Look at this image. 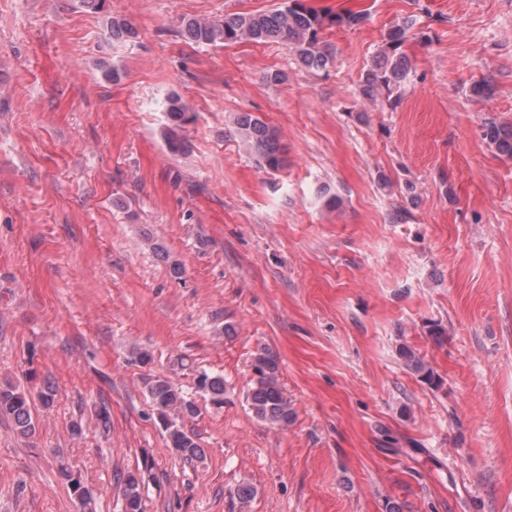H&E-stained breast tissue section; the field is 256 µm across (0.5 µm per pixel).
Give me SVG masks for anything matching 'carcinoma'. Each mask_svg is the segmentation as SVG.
<instances>
[{"label": "carcinoma", "mask_w": 512, "mask_h": 512, "mask_svg": "<svg viewBox=\"0 0 512 512\" xmlns=\"http://www.w3.org/2000/svg\"><path fill=\"white\" fill-rule=\"evenodd\" d=\"M365 20L360 12H320L308 6L304 0H288V5L269 13L237 15L224 20H190L183 24L186 38L198 45L232 44L241 40L255 42L274 41L292 47L299 63L313 70L324 69L333 60V49L321 41V33L331 27H355ZM412 24L404 21L392 27L384 36L381 50L362 78L361 91L371 97L401 83L408 74V61L402 51L407 31ZM167 113L171 121L165 133L170 152L179 153L186 148L178 130L194 120L179 96L168 101ZM236 132L259 164L266 170L277 171L285 163V151L275 131L261 118L251 112H241L235 118ZM485 138L496 150L512 157V126L492 124L486 128ZM407 366L427 382L440 383L434 372L416 355L403 351ZM252 385L247 391L246 403L260 421L285 427L293 418L282 385L279 382V360L266 349L256 354L252 361ZM146 396L156 421L166 434L170 448L187 462L205 459L196 436L185 430L184 420L197 415L198 408L169 378L156 375L145 385ZM196 388L208 396L217 406L224 404L227 388L224 377L218 373L200 372L196 377ZM56 390L52 383L45 382L36 395L6 381L0 384V417L9 419L16 433L30 438L36 433L37 420L34 402L44 409L53 407ZM59 474L69 485L78 503L79 512H93L95 493L75 476L66 466ZM122 498V512H141L143 477L129 472L118 478ZM232 512H250L256 489L242 483L228 492Z\"/></svg>", "instance_id": "carcinoma-1"}]
</instances>
